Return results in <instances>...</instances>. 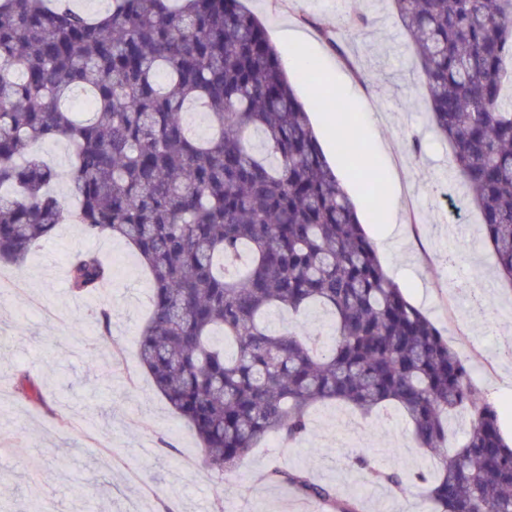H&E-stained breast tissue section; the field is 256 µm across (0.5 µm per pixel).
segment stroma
Masks as SVG:
<instances>
[{
	"label": "stroma",
	"instance_id": "obj_1",
	"mask_svg": "<svg viewBox=\"0 0 512 512\" xmlns=\"http://www.w3.org/2000/svg\"><path fill=\"white\" fill-rule=\"evenodd\" d=\"M264 24L282 66L295 78L326 157L358 202L367 236L405 298L426 313L473 365V381L498 409L512 438V286L499 280L481 216L462 205L467 189L448 176V142L436 132L413 48L390 0H243ZM337 26L334 42L321 34ZM301 31L300 44L281 31ZM317 65L297 80L296 48ZM316 86L341 87L339 106L356 125L358 151L336 150L335 124L315 105ZM385 174L376 207L371 176ZM94 251L112 265L110 294L74 295L71 258ZM0 512H308L311 500L269 479L272 468L307 467L321 483L361 498L364 512H425L419 485L404 494L376 472L436 471L441 459L419 448L398 414L364 417L332 404L310 411L311 432L268 441L236 468L216 474L198 442L157 393L138 360L149 278L123 241L92 240L59 225L22 270L1 264ZM112 313L101 337L95 315ZM41 390L25 399L21 376ZM365 456L368 468L354 466Z\"/></svg>",
	"mask_w": 512,
	"mask_h": 512
}]
</instances>
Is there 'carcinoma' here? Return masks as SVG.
Listing matches in <instances>:
<instances>
[{"label": "carcinoma", "instance_id": "cac0c4a2", "mask_svg": "<svg viewBox=\"0 0 512 512\" xmlns=\"http://www.w3.org/2000/svg\"><path fill=\"white\" fill-rule=\"evenodd\" d=\"M409 31L436 131L472 190L497 272L512 285V0H391ZM208 118L190 132L185 108ZM336 117L339 152L355 150ZM72 147L60 174L33 151ZM132 246L149 271L138 356L154 389L221 474L262 442L310 432V408H394L419 447H448L430 512H512V446L473 367L384 270L330 167L278 53L242 0H0V262L21 267L57 226ZM112 279L98 253L73 257L77 295ZM322 310L332 339L275 325ZM270 476L331 512L360 501L304 467Z\"/></svg>", "mask_w": 512, "mask_h": 512}]
</instances>
